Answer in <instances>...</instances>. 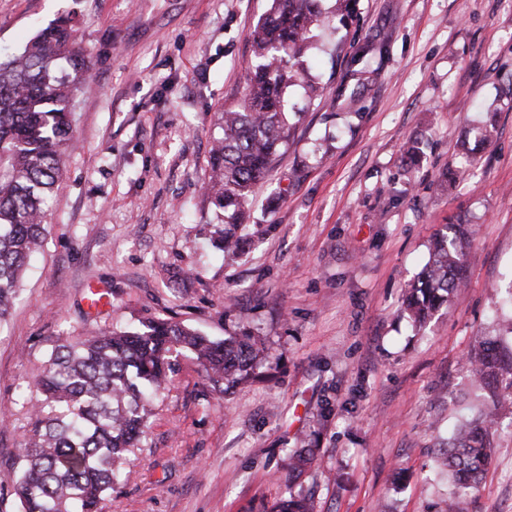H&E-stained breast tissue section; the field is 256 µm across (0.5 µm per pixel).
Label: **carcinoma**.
<instances>
[{
    "instance_id": "cac0c4a2",
    "label": "carcinoma",
    "mask_w": 512,
    "mask_h": 512,
    "mask_svg": "<svg viewBox=\"0 0 512 512\" xmlns=\"http://www.w3.org/2000/svg\"><path fill=\"white\" fill-rule=\"evenodd\" d=\"M320 2L271 0L257 22L245 97L221 113L223 135L211 149L207 191L224 211V252L237 251L250 197L288 145L287 91L305 72L309 35L323 23ZM90 70L69 17L0 61V319L16 298L28 257L43 242L52 191L75 144L74 98L88 87ZM469 244L463 223L434 240L404 294L415 325L461 287ZM179 351L193 354L213 389L223 393L251 380L254 369L272 358L260 336L215 340L166 319L133 331L100 328L60 345L37 382L41 398L33 404L32 428L12 477L21 512H100L132 463L152 404L169 390L171 358ZM466 364L485 403L455 429L437 459L458 490L478 486L499 420L512 415V346L484 338ZM315 459L316 449L295 448L288 471L301 473ZM273 512H311V504L290 491Z\"/></svg>"
}]
</instances>
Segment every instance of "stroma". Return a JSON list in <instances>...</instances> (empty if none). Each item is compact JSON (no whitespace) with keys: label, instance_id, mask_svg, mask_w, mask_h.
Instances as JSON below:
<instances>
[{"label":"stroma","instance_id":"stroma-1","mask_svg":"<svg viewBox=\"0 0 512 512\" xmlns=\"http://www.w3.org/2000/svg\"><path fill=\"white\" fill-rule=\"evenodd\" d=\"M321 5L305 60L322 91L289 88L291 138L227 255L204 185L269 0H0L1 58L69 16L93 63L43 248L0 323V512H20L3 475L51 351L155 319L248 330L281 361L222 394L174 358L103 512H269L291 490L314 512H447L437 455L477 403L467 353L512 320V0H356L345 25ZM462 220L465 286L416 327L404 291ZM494 445L463 512H512V425ZM294 448L317 451L297 477Z\"/></svg>","mask_w":512,"mask_h":512}]
</instances>
